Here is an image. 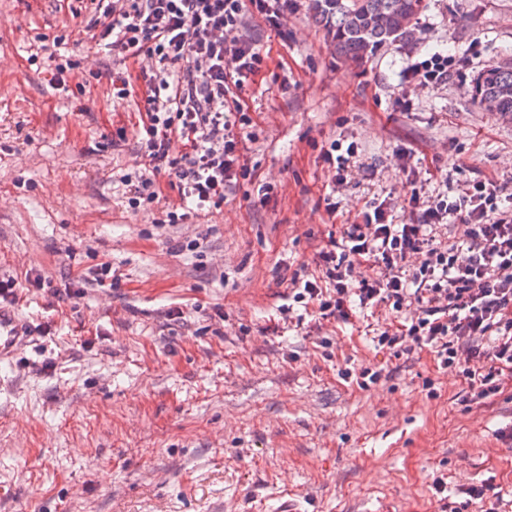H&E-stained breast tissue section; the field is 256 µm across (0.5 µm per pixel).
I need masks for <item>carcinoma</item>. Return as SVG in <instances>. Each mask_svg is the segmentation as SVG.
<instances>
[{
  "mask_svg": "<svg viewBox=\"0 0 512 512\" xmlns=\"http://www.w3.org/2000/svg\"><path fill=\"white\" fill-rule=\"evenodd\" d=\"M424 8V0H310L312 19L340 57L351 62L392 44ZM472 96L484 109L512 120V63L483 70Z\"/></svg>",
  "mask_w": 512,
  "mask_h": 512,
  "instance_id": "obj_1",
  "label": "carcinoma"
}]
</instances>
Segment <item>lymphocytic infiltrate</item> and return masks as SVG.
Segmentation results:
<instances>
[{
	"mask_svg": "<svg viewBox=\"0 0 512 512\" xmlns=\"http://www.w3.org/2000/svg\"><path fill=\"white\" fill-rule=\"evenodd\" d=\"M90 42L120 62L142 59L138 127L143 164L125 174L130 207H151L157 176L174 178L181 200L217 208L234 180L254 177L247 157L244 93L266 57L236 33L247 19L281 32L288 0H90ZM180 151H173V141ZM498 178L469 184L459 199L442 193L408 200L411 221L392 224L385 202L343 225L290 278L288 304L311 302L323 320L347 323L354 310L393 317L374 341L395 357L433 354L483 405L512 379V209Z\"/></svg>",
	"mask_w": 512,
	"mask_h": 512,
	"instance_id": "f902f5d3",
	"label": "lymphocytic infiltrate"
}]
</instances>
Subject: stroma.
<instances>
[{
	"mask_svg": "<svg viewBox=\"0 0 512 512\" xmlns=\"http://www.w3.org/2000/svg\"><path fill=\"white\" fill-rule=\"evenodd\" d=\"M289 2L282 35L254 19L240 31L270 53L248 91L257 179L170 225L167 176L147 210L119 181L140 161L137 98L104 79L53 85L61 34L112 66L72 14L80 0H0V278L20 280L35 330L0 365V512H440L439 475L451 496L490 478L512 499V382L466 406L463 377L432 354L373 344L384 315L320 326L299 303L286 323L278 285L366 202L408 223L411 193L436 195L444 175L458 195L495 175L512 206V120L471 96L512 60V0H425L408 37L358 64L307 0ZM438 51L457 61L447 83L405 82ZM333 143L355 151L341 185L321 158ZM106 262L118 282L94 284ZM37 274L43 287L25 283ZM352 366L391 378L362 390L340 375Z\"/></svg>",
	"mask_w": 512,
	"mask_h": 512,
	"instance_id": "1",
	"label": "stroma"
}]
</instances>
